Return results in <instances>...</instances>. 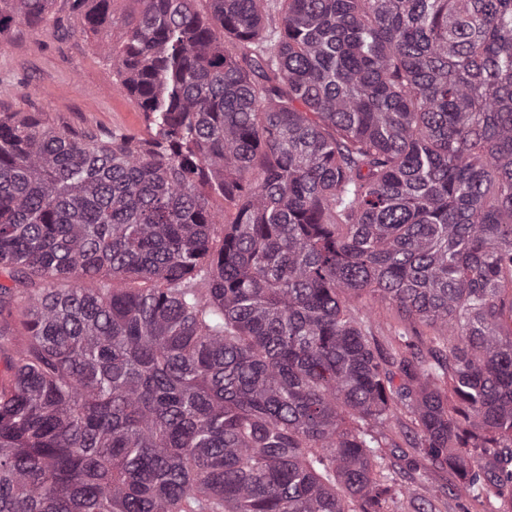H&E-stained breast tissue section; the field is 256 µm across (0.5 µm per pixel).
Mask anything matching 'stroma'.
<instances>
[{
    "label": "stroma",
    "mask_w": 512,
    "mask_h": 512,
    "mask_svg": "<svg viewBox=\"0 0 512 512\" xmlns=\"http://www.w3.org/2000/svg\"><path fill=\"white\" fill-rule=\"evenodd\" d=\"M132 0H112L110 25L92 32L66 0H55L46 20L18 24L0 38V113L42 119L58 130L120 128L148 138L143 114L120 87L102 46L121 41L123 17ZM386 473L396 492L391 512H413L412 497L431 499L440 512H482L478 503L456 496L457 475L423 459L417 428L407 410L388 431Z\"/></svg>",
    "instance_id": "stroma-1"
}]
</instances>
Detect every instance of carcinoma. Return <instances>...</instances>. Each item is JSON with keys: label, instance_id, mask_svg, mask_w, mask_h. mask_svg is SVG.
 <instances>
[{"label": "carcinoma", "instance_id": "carcinoma-1", "mask_svg": "<svg viewBox=\"0 0 512 512\" xmlns=\"http://www.w3.org/2000/svg\"><path fill=\"white\" fill-rule=\"evenodd\" d=\"M133 2L150 139L0 117V512H384L401 406L512 502V0ZM354 304L372 320L375 338L379 345L384 349L390 348L394 341L395 331L401 328V322L396 311L388 308L385 304L368 299L355 301Z\"/></svg>", "mask_w": 512, "mask_h": 512}]
</instances>
